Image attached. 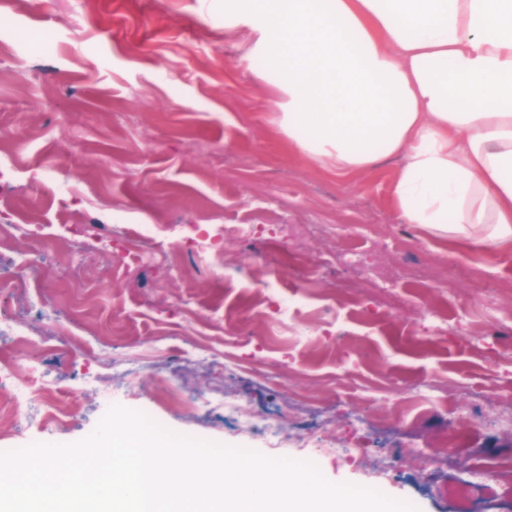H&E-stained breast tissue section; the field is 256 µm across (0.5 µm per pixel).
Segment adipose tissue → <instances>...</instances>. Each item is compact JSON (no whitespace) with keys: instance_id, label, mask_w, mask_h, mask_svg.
Returning a JSON list of instances; mask_svg holds the SVG:
<instances>
[{"instance_id":"obj_1","label":"adipose tissue","mask_w":512,"mask_h":512,"mask_svg":"<svg viewBox=\"0 0 512 512\" xmlns=\"http://www.w3.org/2000/svg\"><path fill=\"white\" fill-rule=\"evenodd\" d=\"M278 91L288 145L337 175L401 167L397 209L512 246V0H224Z\"/></svg>"}]
</instances>
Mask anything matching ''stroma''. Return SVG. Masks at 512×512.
<instances>
[{
	"label": "stroma",
	"instance_id": "1",
	"mask_svg": "<svg viewBox=\"0 0 512 512\" xmlns=\"http://www.w3.org/2000/svg\"><path fill=\"white\" fill-rule=\"evenodd\" d=\"M252 40L224 0L0 8V276L39 282L0 295V359L36 400L0 450L120 404L419 512H512V249L405 223L400 157L342 177L290 151Z\"/></svg>",
	"mask_w": 512,
	"mask_h": 512
}]
</instances>
